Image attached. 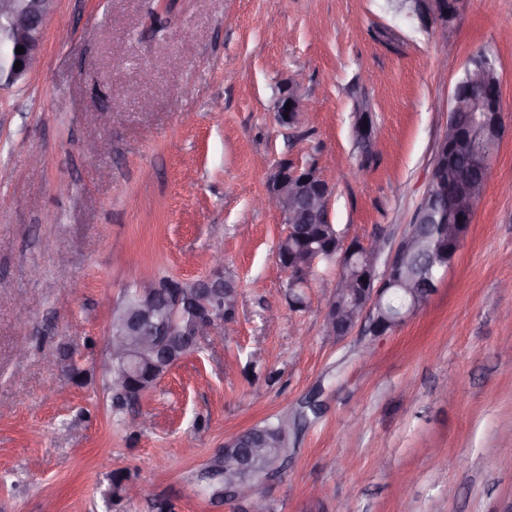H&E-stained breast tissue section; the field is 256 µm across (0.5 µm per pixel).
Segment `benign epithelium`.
Returning a JSON list of instances; mask_svg holds the SVG:
<instances>
[{"label": "benign epithelium", "instance_id": "1", "mask_svg": "<svg viewBox=\"0 0 512 512\" xmlns=\"http://www.w3.org/2000/svg\"><path fill=\"white\" fill-rule=\"evenodd\" d=\"M54 0H0V14L10 18V26L0 29V64H8V74L0 73V89L10 87L26 79L37 63L46 20L52 12ZM24 47V53H16V48ZM21 68L14 69L15 63ZM496 59L486 51L473 54L467 61V87L461 92L454 90L448 112V131L441 139L435 153L430 181L423 195L419 209L431 206L439 209V219L448 220L453 215V223L440 233L441 242L462 243L457 225L470 224L473 221L472 203L482 194L483 184L478 180H453L445 177L448 168V142L456 139L466 129L462 123L464 112H482L485 114V128L490 131L492 142L474 153L475 159L486 164L492 162L496 142L503 132L500 112L501 106L487 96L489 87L500 86ZM297 81H292L288 93L277 102V111L296 113L302 116L297 100ZM330 185L317 169L307 167L294 168L284 173L276 169L272 177V189L262 204L273 208L286 224L284 236H294V225L304 222H320L322 215L328 212ZM416 229L410 227L391 250L383 276L377 275V264L381 252L377 243H364L358 238L341 239L329 249V255L336 258L340 268H345L354 258L353 244L364 248L366 257V287L355 288L350 279H341L336 287L328 310L331 315L325 317V334L336 340L345 338L360 321L369 322L372 335L382 336L392 330V326L383 321L379 303L382 296L393 288L402 285L398 272L404 260L416 247ZM321 251H310L288 263L285 271L288 275L290 291L305 289L311 283ZM437 288V281L424 279L412 284V291L418 303L429 302ZM237 294L231 279L224 274V263L216 257L213 270L204 279L195 282L193 292L188 293L183 286L167 288L159 283L145 282L138 286L137 303L120 312L115 321V337L106 338L105 353L101 369L112 371V359L117 357L126 361V369L115 380L123 387V394L134 404L148 390L147 385L132 384L130 378L148 371L156 378L163 375L176 363L171 358L174 345L192 336L201 340L213 336L217 328L224 324V310H236ZM224 447L235 449L238 460H247L261 454L262 449L245 446L243 436L237 434L224 442ZM277 473L273 472L256 484H242L237 479L236 468L229 465L224 468L223 481L225 492L233 500L250 502V512H262V488Z\"/></svg>", "mask_w": 512, "mask_h": 512}]
</instances>
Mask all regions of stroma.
<instances>
[{
  "label": "stroma",
  "instance_id": "stroma-1",
  "mask_svg": "<svg viewBox=\"0 0 512 512\" xmlns=\"http://www.w3.org/2000/svg\"><path fill=\"white\" fill-rule=\"evenodd\" d=\"M434 15L433 0H56L38 66L0 89V512H245L200 495L199 473L275 417L297 429L271 512H512V0ZM484 48L504 134L460 249L394 330L329 338L338 264L291 309L281 219L256 198L278 163L316 167L337 233L393 247ZM294 79L304 116L288 127L276 105ZM217 253L234 319L113 412L104 298L199 279ZM117 474L141 495L114 497Z\"/></svg>",
  "mask_w": 512,
  "mask_h": 512
}]
</instances>
